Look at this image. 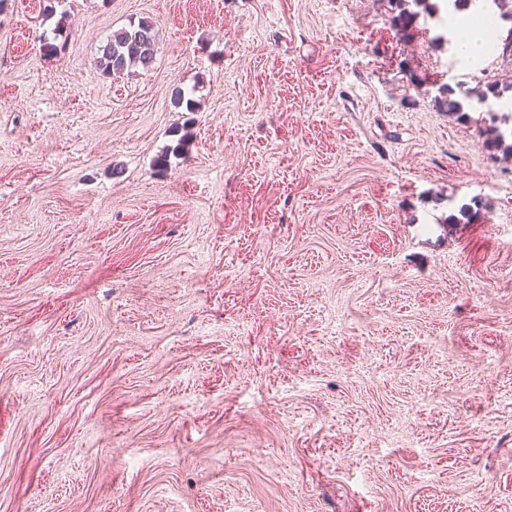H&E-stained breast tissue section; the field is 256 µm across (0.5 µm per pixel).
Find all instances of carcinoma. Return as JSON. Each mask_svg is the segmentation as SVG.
I'll list each match as a JSON object with an SVG mask.
<instances>
[{
    "label": "carcinoma",
    "instance_id": "carcinoma-1",
    "mask_svg": "<svg viewBox=\"0 0 512 512\" xmlns=\"http://www.w3.org/2000/svg\"><path fill=\"white\" fill-rule=\"evenodd\" d=\"M406 2L407 0H396L399 12L392 16L391 25L398 31L408 28L417 16L416 12L406 7ZM155 44L156 33L147 20H141L128 29L117 30L101 46L98 68L102 74L111 76L136 66L147 67L153 61ZM505 89H512V79L487 83L474 91L466 92V95H474L480 101L491 97L499 99ZM453 95V90H446L445 96L440 98V105L456 119L468 120L469 115L464 111L462 102L453 98ZM482 147L492 155L500 153L504 157L512 156V129L503 128L502 120L495 114L490 115Z\"/></svg>",
    "mask_w": 512,
    "mask_h": 512
}]
</instances>
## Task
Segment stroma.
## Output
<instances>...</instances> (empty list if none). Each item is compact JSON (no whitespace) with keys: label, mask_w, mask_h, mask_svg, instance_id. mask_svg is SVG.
I'll return each mask as SVG.
<instances>
[{"label":"stroma","mask_w":512,"mask_h":512,"mask_svg":"<svg viewBox=\"0 0 512 512\" xmlns=\"http://www.w3.org/2000/svg\"><path fill=\"white\" fill-rule=\"evenodd\" d=\"M46 4L0 12V512H512V162L464 97L512 63L393 0H65L49 56ZM155 44L156 33L147 20L130 29L117 30L101 46L98 68L103 75L111 76L136 66L148 67L154 58Z\"/></svg>","instance_id":"1"}]
</instances>
